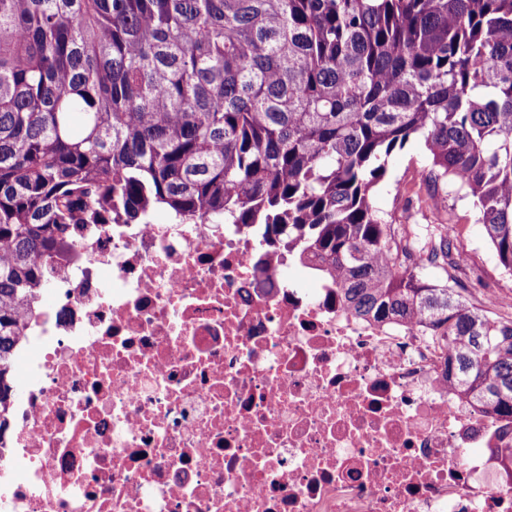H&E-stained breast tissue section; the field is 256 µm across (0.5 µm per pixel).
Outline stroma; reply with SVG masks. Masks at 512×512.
Segmentation results:
<instances>
[{
  "label": "stroma",
  "instance_id": "stroma-1",
  "mask_svg": "<svg viewBox=\"0 0 512 512\" xmlns=\"http://www.w3.org/2000/svg\"><path fill=\"white\" fill-rule=\"evenodd\" d=\"M428 158L420 140H409L388 160L385 177L373 188L371 203L390 224H456L458 243L484 269L488 280H500L503 271L490 248L472 202L464 190L449 181L421 180Z\"/></svg>",
  "mask_w": 512,
  "mask_h": 512
}]
</instances>
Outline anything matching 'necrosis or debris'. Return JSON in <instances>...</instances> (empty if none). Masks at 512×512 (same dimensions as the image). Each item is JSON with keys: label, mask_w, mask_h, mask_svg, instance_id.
Listing matches in <instances>:
<instances>
[{"label": "necrosis or debris", "mask_w": 512, "mask_h": 512, "mask_svg": "<svg viewBox=\"0 0 512 512\" xmlns=\"http://www.w3.org/2000/svg\"><path fill=\"white\" fill-rule=\"evenodd\" d=\"M292 260L257 226L84 225L22 320L0 512H512L499 425L425 325Z\"/></svg>", "instance_id": "1"}]
</instances>
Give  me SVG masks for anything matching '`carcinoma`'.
Instances as JSON below:
<instances>
[{
  "label": "carcinoma",
  "mask_w": 512,
  "mask_h": 512,
  "mask_svg": "<svg viewBox=\"0 0 512 512\" xmlns=\"http://www.w3.org/2000/svg\"><path fill=\"white\" fill-rule=\"evenodd\" d=\"M413 137L512 275V0H0V438L47 258L159 210L260 224L355 314L425 323L508 434L512 315L448 287V225L371 203Z\"/></svg>",
  "instance_id": "carcinoma-1"
}]
</instances>
